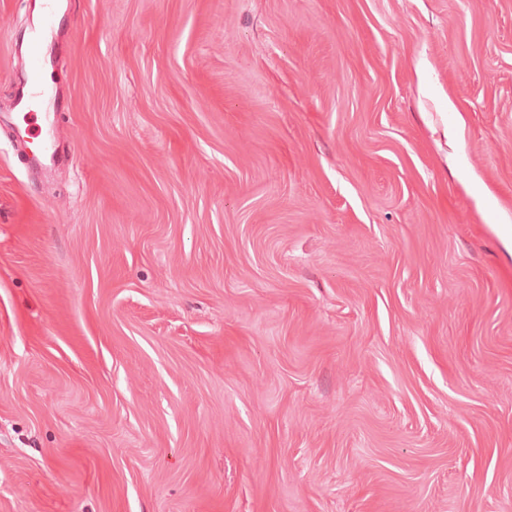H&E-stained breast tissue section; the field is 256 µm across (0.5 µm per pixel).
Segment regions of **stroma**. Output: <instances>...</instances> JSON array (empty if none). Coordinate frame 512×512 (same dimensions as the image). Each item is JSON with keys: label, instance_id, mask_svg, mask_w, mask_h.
<instances>
[{"label": "stroma", "instance_id": "35a3bbf8", "mask_svg": "<svg viewBox=\"0 0 512 512\" xmlns=\"http://www.w3.org/2000/svg\"><path fill=\"white\" fill-rule=\"evenodd\" d=\"M0 0V512H512V0Z\"/></svg>", "mask_w": 512, "mask_h": 512}]
</instances>
